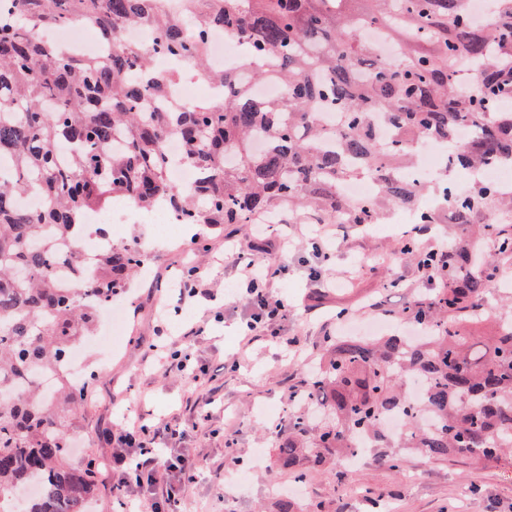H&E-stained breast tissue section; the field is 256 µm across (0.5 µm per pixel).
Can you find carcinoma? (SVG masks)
Here are the masks:
<instances>
[{"mask_svg": "<svg viewBox=\"0 0 512 512\" xmlns=\"http://www.w3.org/2000/svg\"><path fill=\"white\" fill-rule=\"evenodd\" d=\"M341 0H185L171 15L161 0H9L11 21L0 23V512H87L99 464L77 462L70 430L79 422L85 386L65 360L94 329L102 306L119 294L144 262L127 239L96 253L94 276L60 287L56 267L80 263L75 244L84 217L114 196L150 209L166 200L189 224H250L286 207L298 217L330 224H376L389 206L414 207L419 187L402 161L412 142L451 137L462 128L469 143L450 166L480 171L512 157V120L497 115L503 79L491 60L512 55V0H496L493 21L474 25L464 0H376L377 8L333 31ZM76 22L112 51L72 56L40 41L35 29ZM144 25L149 46L126 44L120 32ZM377 27L399 47L381 58L361 31ZM213 29L228 30L253 52L248 78L277 80L284 100L255 101L234 70H208L224 99L208 107H175L164 98L169 79L152 70L154 54L207 70ZM468 64L479 96L450 78ZM341 111L340 134L317 119L321 108ZM391 124L395 145L381 134ZM177 137L184 165L208 177L192 189L170 178L176 159L165 149ZM369 172L379 192L351 201L341 181ZM39 188L34 212L15 201ZM438 196L459 224H474L495 206L512 214V192L479 180ZM495 253L448 245V269L437 291L402 310L424 336L338 338L301 383L297 399L325 419L297 416L280 440L277 462L295 478L355 453L364 437L384 449L380 459L400 469L387 449L385 418L398 414L401 444L432 459L460 457L477 468L512 448V322L487 336L468 329L486 320L481 304L512 261V221L478 225V240ZM55 374L44 391L36 377Z\"/></svg>", "mask_w": 512, "mask_h": 512, "instance_id": "1", "label": "carcinoma"}]
</instances>
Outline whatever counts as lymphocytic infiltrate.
Here are the masks:
<instances>
[{
    "label": "lymphocytic infiltrate",
    "instance_id": "1",
    "mask_svg": "<svg viewBox=\"0 0 512 512\" xmlns=\"http://www.w3.org/2000/svg\"><path fill=\"white\" fill-rule=\"evenodd\" d=\"M270 250H262L238 262L237 282L243 290L251 314L246 322L247 343L265 339L288 349L297 340L282 336L281 324L288 318V301L273 289L281 267L272 262ZM157 339L150 344L166 372L187 375L194 381L213 380L217 371L209 364L193 361L184 345L167 344L165 325H157ZM186 424L180 417L166 420L163 427L138 420L100 432L101 442L110 450L108 478L112 483L114 512H174L187 484L196 480V457L186 448L169 447V440L182 436Z\"/></svg>",
    "mask_w": 512,
    "mask_h": 512
}]
</instances>
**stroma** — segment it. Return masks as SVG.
I'll return each instance as SVG.
<instances>
[{
  "instance_id": "35a3bbf8",
  "label": "stroma",
  "mask_w": 512,
  "mask_h": 512,
  "mask_svg": "<svg viewBox=\"0 0 512 512\" xmlns=\"http://www.w3.org/2000/svg\"><path fill=\"white\" fill-rule=\"evenodd\" d=\"M311 230L308 224H277L267 234L272 244H294L282 254L284 268L274 281L290 307L284 334L297 338L302 349L294 358L265 340L245 345L237 330L248 309L237 289L236 258L254 241L252 225L203 224L177 241L159 238L151 224L124 225V237L138 240L150 273L136 276L120 299L126 323L121 347L109 350L99 326L86 344V361L97 378L71 432L75 459L90 454L106 464L108 450L98 437L106 426L176 415L188 425L182 447L196 449L201 464L186 490L184 512H269L274 483L287 488L303 512H512L510 459L474 469L405 448L397 473L370 456L355 466L337 461L331 471H311L299 481L279 468L273 429L300 411L290 395L326 338L361 334L372 319L401 322L402 308L429 290L400 251L404 225H352L316 248ZM192 266L223 292V322L207 326L190 347L196 361L230 364L205 385L155 371L144 347L162 321L170 340L181 339L187 316L175 311L173 290ZM313 267L330 282L317 297L308 279ZM395 277L403 287H389ZM343 308L347 317L337 319ZM209 396L214 402L208 406Z\"/></svg>"
}]
</instances>
